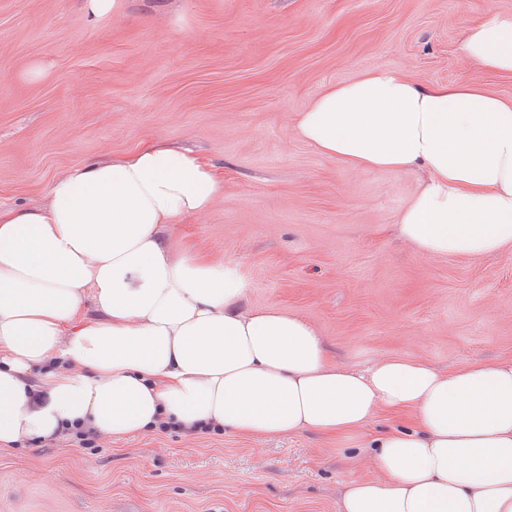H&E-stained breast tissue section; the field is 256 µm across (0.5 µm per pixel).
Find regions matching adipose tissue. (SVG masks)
I'll list each match as a JSON object with an SVG mask.
<instances>
[{
  "label": "adipose tissue",
  "instance_id": "1",
  "mask_svg": "<svg viewBox=\"0 0 512 512\" xmlns=\"http://www.w3.org/2000/svg\"><path fill=\"white\" fill-rule=\"evenodd\" d=\"M463 50L512 76V18L472 26ZM295 131L346 170L421 172L397 224L425 254L512 249V101L367 70L324 87ZM222 192L196 156L154 143L57 177L46 207L0 214V445L163 422L259 439L312 431L359 439L382 475L349 480L340 512H512V362H330L310 325L245 309L235 268L170 239ZM384 408L410 411L414 427L359 438Z\"/></svg>",
  "mask_w": 512,
  "mask_h": 512
}]
</instances>
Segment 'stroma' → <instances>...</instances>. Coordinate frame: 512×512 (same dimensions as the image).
Here are the masks:
<instances>
[{"mask_svg": "<svg viewBox=\"0 0 512 512\" xmlns=\"http://www.w3.org/2000/svg\"><path fill=\"white\" fill-rule=\"evenodd\" d=\"M512 0H0V211L54 179L162 140L212 166L223 194L171 236L237 269L245 305L310 324L331 361L390 356L453 370L512 360V249L433 257L397 216L404 170L342 169L294 124L325 86L365 70L423 85L512 78L470 62L468 29ZM356 442L171 428L79 448L0 449V512H339L350 478L380 479Z\"/></svg>", "mask_w": 512, "mask_h": 512, "instance_id": "35a3bbf8", "label": "stroma"}]
</instances>
